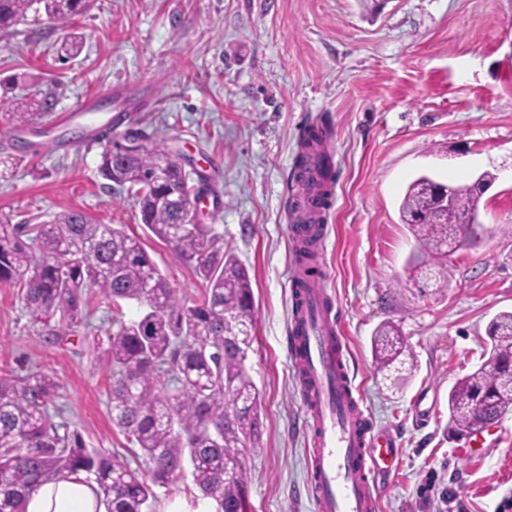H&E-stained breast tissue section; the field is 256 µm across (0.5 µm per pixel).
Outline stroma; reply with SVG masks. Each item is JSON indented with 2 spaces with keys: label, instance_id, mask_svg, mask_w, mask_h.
I'll return each mask as SVG.
<instances>
[{
  "label": "stroma",
  "instance_id": "stroma-1",
  "mask_svg": "<svg viewBox=\"0 0 512 512\" xmlns=\"http://www.w3.org/2000/svg\"><path fill=\"white\" fill-rule=\"evenodd\" d=\"M82 52L59 58L67 32L46 19L0 31V115L24 97L47 100L35 127L10 131L22 152L0 180V212L41 224L65 210L140 237L184 306L203 288L141 222L133 197L99 173L96 130L124 121L147 146L176 155L210 192L202 223L247 268L255 329L246 368L258 392L259 447L243 452L248 512H314L307 484L313 434L288 351L291 280L300 271L286 198L301 138L326 126L335 202L317 262L344 362L375 432L397 455L376 485L377 512H512V412L492 430L459 433L448 393L489 349L487 326L512 311V0H90L74 26ZM102 107L58 121L86 97ZM496 173L479 202L486 231L448 259V282L406 285L415 239L400 211L422 175L449 185ZM89 317L52 336L18 289L0 286V376H50L47 411L62 435L143 468L112 422V375L101 354L114 309L89 296ZM394 323L418 367L392 386L372 337ZM190 478L157 491L151 512H205Z\"/></svg>",
  "mask_w": 512,
  "mask_h": 512
}]
</instances>
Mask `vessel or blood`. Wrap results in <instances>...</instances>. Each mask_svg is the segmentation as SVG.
Instances as JSON below:
<instances>
[{"mask_svg":"<svg viewBox=\"0 0 512 512\" xmlns=\"http://www.w3.org/2000/svg\"><path fill=\"white\" fill-rule=\"evenodd\" d=\"M291 288L288 348L314 429L308 468L315 510L376 512L375 462L395 450L375 436L354 395L324 288L298 277Z\"/></svg>","mask_w":512,"mask_h":512,"instance_id":"b4317fda","label":"vessel or blood"}]
</instances>
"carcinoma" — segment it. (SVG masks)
I'll return each instance as SVG.
<instances>
[{
    "mask_svg": "<svg viewBox=\"0 0 512 512\" xmlns=\"http://www.w3.org/2000/svg\"><path fill=\"white\" fill-rule=\"evenodd\" d=\"M89 0H0V30L29 14L68 27L86 12ZM49 111L46 101L21 104L10 113L15 126L27 125ZM103 179L134 191L141 221L159 240L191 265L203 282L199 300L186 308L145 251L140 240L110 224L68 210L46 224L22 226L0 214V285L20 290L37 319L59 317L56 335L67 336L88 305L84 295L97 289L116 306L134 301L151 308L146 317L113 320L105 360L112 371L109 407L112 421L138 446L150 479L118 454L84 446L77 435L61 436L51 422L47 402L56 383L40 373L0 378V512H26L38 486L61 476L82 475L95 484L105 512H146L154 487L190 472L199 496L215 512H239L246 497L247 471L241 449L256 448L261 431L256 385L240 358L224 355V332L251 337L252 288L247 269L224 250V238L207 224L177 231L180 203L201 188L202 176L175 162L166 177L157 175L162 152L140 144L138 132L122 139L103 135ZM321 142L310 131L299 156L298 180L328 179L323 159L313 169L308 150ZM472 208L470 195L455 196L449 212L434 182L421 177L400 205L418 251L408 281L448 280L443 242L453 243L457 225ZM488 358L452 387L448 408L460 431L471 426L481 405L500 418L512 410V311L489 324ZM373 351L378 371L397 385L415 368V357L392 325L378 328Z\"/></svg>",
    "mask_w": 512,
    "mask_h": 512,
    "instance_id": "cac0c4a2",
    "label": "carcinoma"
}]
</instances>
